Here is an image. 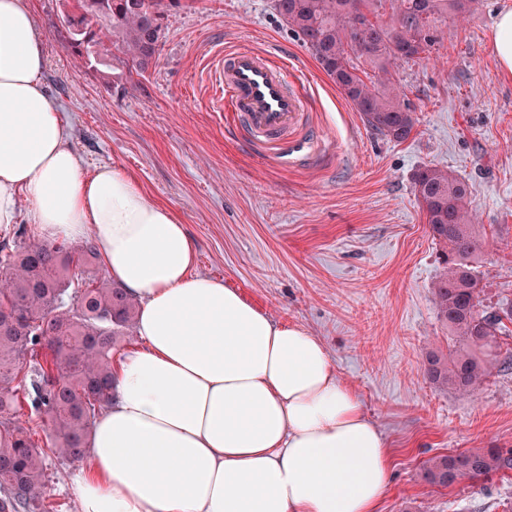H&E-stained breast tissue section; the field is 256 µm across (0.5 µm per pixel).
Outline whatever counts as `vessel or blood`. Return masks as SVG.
Wrapping results in <instances>:
<instances>
[{"mask_svg": "<svg viewBox=\"0 0 512 512\" xmlns=\"http://www.w3.org/2000/svg\"><path fill=\"white\" fill-rule=\"evenodd\" d=\"M212 75L223 110L259 152L285 161L310 148L303 81L282 59L239 47L218 57Z\"/></svg>", "mask_w": 512, "mask_h": 512, "instance_id": "vessel-or-blood-1", "label": "vessel or blood"}]
</instances>
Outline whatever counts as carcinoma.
<instances>
[{
	"label": "carcinoma",
	"instance_id": "obj_1",
	"mask_svg": "<svg viewBox=\"0 0 512 512\" xmlns=\"http://www.w3.org/2000/svg\"><path fill=\"white\" fill-rule=\"evenodd\" d=\"M82 13L66 16L71 48L82 60L102 61L118 49L143 68L162 35L156 13L163 0H78ZM472 0H274V8L301 37L326 75L389 140L403 142L416 120L391 70L416 61L442 39V25L470 12ZM390 21H382L386 11ZM377 72L366 82V68ZM413 188L432 238L443 244V273L433 286L440 319L459 346L443 357L426 353L425 375L439 388L475 394L492 370L512 365L499 359L502 320L512 305L482 308L475 264L481 243L472 224L469 184L454 174L419 167ZM7 276L0 281V512H46L40 500L45 457L19 418L49 415L50 452L79 461L96 417L109 399L114 344L136 318L124 289L90 269L91 244L32 241L25 225L13 245L0 247ZM512 472V448H469L428 459L424 482L450 487L465 480Z\"/></svg>",
	"mask_w": 512,
	"mask_h": 512
}]
</instances>
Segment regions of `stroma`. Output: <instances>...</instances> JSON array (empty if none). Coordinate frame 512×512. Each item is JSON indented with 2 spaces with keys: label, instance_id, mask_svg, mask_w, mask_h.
<instances>
[{
  "label": "stroma",
  "instance_id": "stroma-1",
  "mask_svg": "<svg viewBox=\"0 0 512 512\" xmlns=\"http://www.w3.org/2000/svg\"><path fill=\"white\" fill-rule=\"evenodd\" d=\"M32 2L42 80L84 171L124 166L182 217L198 273L324 343L391 452L377 512H512V473L448 488L421 478L437 455L512 448V368L493 369L473 397L425 379L426 351L445 354L456 341L432 296L444 249L412 183L423 165L467 181L483 245L482 305L511 304L512 81L488 46L506 0H474L430 53L399 65L393 78L417 119L400 143L364 123L273 0L165 5L160 49L141 71L120 53L106 66L81 61L63 22L72 0ZM237 47L276 50L304 78V125L317 151L283 163L227 131L210 74ZM71 469L46 460L44 495L56 512L76 510Z\"/></svg>",
  "mask_w": 512,
  "mask_h": 512
}]
</instances>
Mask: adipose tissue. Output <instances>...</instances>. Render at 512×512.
Instances as JSON below:
<instances>
[{"mask_svg": "<svg viewBox=\"0 0 512 512\" xmlns=\"http://www.w3.org/2000/svg\"><path fill=\"white\" fill-rule=\"evenodd\" d=\"M489 50L512 78V6ZM45 64L31 0H0V225L90 240L141 302L70 477L77 512H376L389 450L322 341L196 273L181 217L123 166L85 175Z\"/></svg>", "mask_w": 512, "mask_h": 512, "instance_id": "ef3b65f1", "label": "adipose tissue"}]
</instances>
